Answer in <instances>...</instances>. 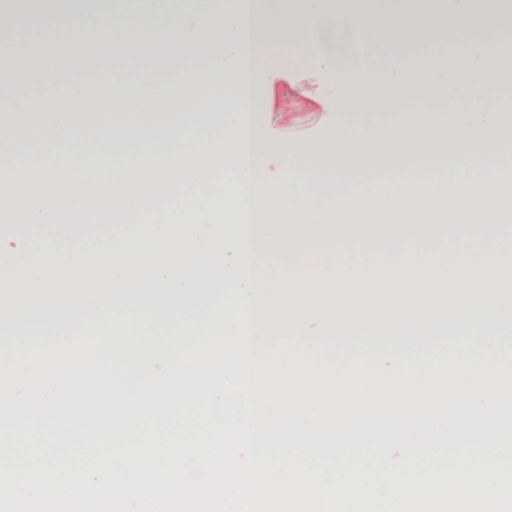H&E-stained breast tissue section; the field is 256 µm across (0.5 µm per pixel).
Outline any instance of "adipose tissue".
Wrapping results in <instances>:
<instances>
[{
  "mask_svg": "<svg viewBox=\"0 0 512 512\" xmlns=\"http://www.w3.org/2000/svg\"><path fill=\"white\" fill-rule=\"evenodd\" d=\"M180 0L177 8L124 11L94 0V21L51 14L62 48L86 58L95 82L62 81L55 55L31 57L11 41L0 69V191L30 184L24 222L128 224L156 251L186 256L239 252V199L249 193L259 255L274 243L370 251L371 224L460 225V243L506 240L512 222V27L496 25L503 0ZM465 23L446 41L429 18ZM492 29L473 28L474 17ZM156 51L134 72L107 48L143 34ZM333 76L320 107L328 131L283 167L264 121L281 109L279 86L294 61ZM34 72L49 93L28 111L19 77ZM66 87L70 106L55 95ZM113 110L157 111L159 122L88 119ZM382 113L393 124L375 129ZM97 141L93 158L77 140ZM232 148L226 171L209 163ZM165 194L147 199L148 179ZM64 196L55 215L47 199ZM118 206L104 211L105 200Z\"/></svg>",
  "mask_w": 512,
  "mask_h": 512,
  "instance_id": "1",
  "label": "adipose tissue"
}]
</instances>
